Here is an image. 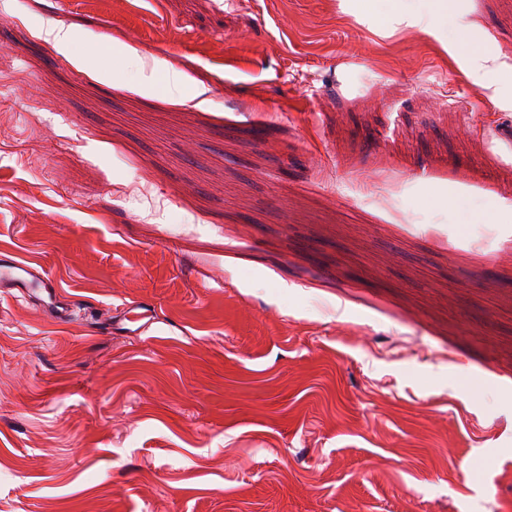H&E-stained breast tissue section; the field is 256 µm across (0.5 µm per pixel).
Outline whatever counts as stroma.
<instances>
[{"mask_svg":"<svg viewBox=\"0 0 512 512\" xmlns=\"http://www.w3.org/2000/svg\"><path fill=\"white\" fill-rule=\"evenodd\" d=\"M0 252V512H512V0H0ZM57 288L44 270L10 253L0 254V296L37 301L55 320L66 322L75 308L61 302ZM153 311L151 305L144 302L129 306L113 317L118 318L113 325L120 326L118 329L125 330L126 334L137 335L153 319Z\"/></svg>","mask_w":512,"mask_h":512,"instance_id":"1","label":"stroma"}]
</instances>
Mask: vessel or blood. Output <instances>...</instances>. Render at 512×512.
I'll list each match as a JSON object with an SVG mask.
<instances>
[{
    "label": "vessel or blood",
    "instance_id": "b4317fda",
    "mask_svg": "<svg viewBox=\"0 0 512 512\" xmlns=\"http://www.w3.org/2000/svg\"><path fill=\"white\" fill-rule=\"evenodd\" d=\"M0 296L39 302L57 321L70 320L73 306L62 303L59 291L51 277L42 269L9 254H0ZM153 318L150 304L141 302L120 312L116 321L126 333L141 332Z\"/></svg>",
    "mask_w": 512,
    "mask_h": 512
}]
</instances>
